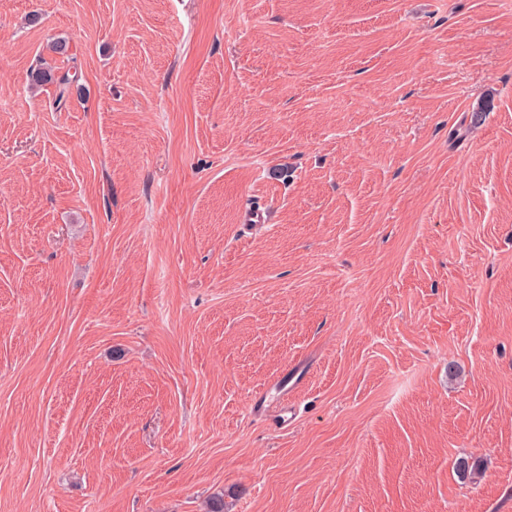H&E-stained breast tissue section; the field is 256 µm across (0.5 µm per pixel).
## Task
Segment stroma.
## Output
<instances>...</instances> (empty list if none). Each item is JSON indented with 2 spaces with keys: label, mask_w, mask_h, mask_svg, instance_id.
Returning <instances> with one entry per match:
<instances>
[{
  "label": "stroma",
  "mask_w": 512,
  "mask_h": 512,
  "mask_svg": "<svg viewBox=\"0 0 512 512\" xmlns=\"http://www.w3.org/2000/svg\"><path fill=\"white\" fill-rule=\"evenodd\" d=\"M216 500L512 512V0H0V512Z\"/></svg>",
  "instance_id": "stroma-1"
}]
</instances>
